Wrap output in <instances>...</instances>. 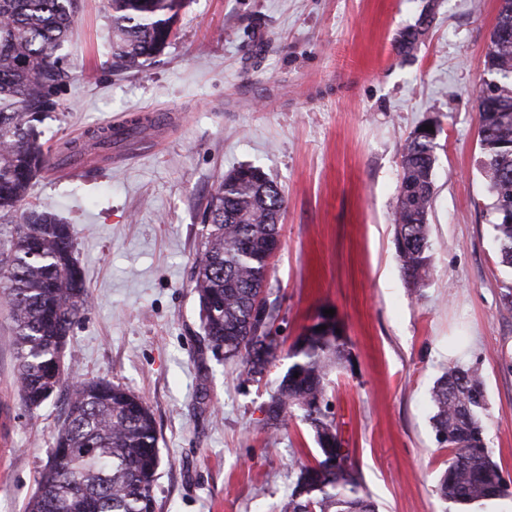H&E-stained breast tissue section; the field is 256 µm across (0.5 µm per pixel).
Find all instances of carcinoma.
Segmentation results:
<instances>
[{"label":"carcinoma","instance_id":"obj_1","mask_svg":"<svg viewBox=\"0 0 512 512\" xmlns=\"http://www.w3.org/2000/svg\"><path fill=\"white\" fill-rule=\"evenodd\" d=\"M183 0H107L111 56L121 71L137 70L168 44ZM79 0H0V296L12 314L17 382L24 405L37 409L62 382L55 359L88 309L84 272L74 256L70 225L48 204L25 207L32 179L50 167L36 123L60 105L73 76L63 50L74 35ZM490 83L478 106L482 169L493 197L491 224L502 265L512 269V39H490L485 54ZM156 120L135 117L95 135L110 147L143 135ZM435 140L414 132L405 142L395 208L400 269L412 293L431 278L428 213L433 195ZM284 196L257 167H241L220 181L204 211V253L194 268L207 347L242 366L244 382H260L278 358V317L266 294L272 246L279 243ZM304 328L288 349L292 364L266 401L262 428L271 436L297 416L314 433L317 456L302 465L281 512H378L353 464L336 462L335 416L328 375L346 360L339 322ZM437 442L449 450L437 491L446 502L483 505L509 495L487 447L480 419L486 399L481 376L460 364L432 391ZM26 512H156L153 486L160 466L156 422L143 399L104 380L72 384L52 456Z\"/></svg>","mask_w":512,"mask_h":512}]
</instances>
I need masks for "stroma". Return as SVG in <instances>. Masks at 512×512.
Returning <instances> with one entry per match:
<instances>
[{
    "label": "stroma",
    "mask_w": 512,
    "mask_h": 512,
    "mask_svg": "<svg viewBox=\"0 0 512 512\" xmlns=\"http://www.w3.org/2000/svg\"><path fill=\"white\" fill-rule=\"evenodd\" d=\"M499 0H184L170 43L117 72L106 0H82L67 46L74 80L39 125L52 165L30 204L71 225L89 310L67 339L66 384L39 408L18 395L13 322L0 304V512H24L60 428L68 384L104 379L156 419V512H279L316 443L297 419L268 437L259 409L291 364L240 384L203 342L191 286L203 211L220 178L261 168L282 190L269 300L289 347L335 310L348 359L329 375L345 447L378 512H448L447 449L431 393L453 362L477 370L486 442L512 487V273L500 263L477 143L476 98ZM411 28L423 35L399 50ZM157 125L102 149L90 131ZM433 123L432 275L412 294L395 247L406 139ZM81 154L72 174L63 158Z\"/></svg>",
    "instance_id": "35a3bbf8"
}]
</instances>
